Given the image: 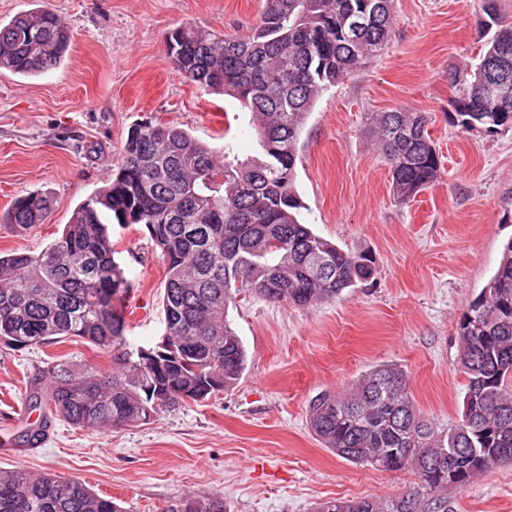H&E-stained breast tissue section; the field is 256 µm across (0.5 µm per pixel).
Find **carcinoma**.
<instances>
[{
	"mask_svg": "<svg viewBox=\"0 0 512 512\" xmlns=\"http://www.w3.org/2000/svg\"><path fill=\"white\" fill-rule=\"evenodd\" d=\"M394 0H265L251 33L234 37L184 24L170 35L178 70L252 115L257 155L215 151L191 133L145 122L124 145L118 171L83 201L61 235L37 254H0V340L42 347L82 339L115 355L104 374L91 363L53 362L26 385L40 421L14 436L36 448L56 418L87 429L148 421L233 386L247 351L228 321L242 293L309 307L374 279L373 256L346 252L302 220L293 182L302 130L319 96L375 62L394 27ZM484 0L481 27L494 30L479 63L454 74L461 125L512 123V97L496 102L487 66L508 58L512 25ZM71 43L50 10L0 23V69L36 75L56 68ZM370 132L389 168L393 196L414 199L437 177L440 158L423 112L371 115ZM50 203L15 200L8 223L45 222ZM140 224L167 269L164 354L138 356L116 301L130 288L114 260L109 224ZM467 384L458 421L437 428L416 410L404 370L377 365L345 394L322 393L309 409L315 437L338 457L379 471L411 468L418 488L383 501L330 500L319 512H436L450 488L512 463V239L458 325ZM0 512H124L77 478L0 470ZM164 512H226L224 497H186Z\"/></svg>",
	"mask_w": 512,
	"mask_h": 512,
	"instance_id": "cac0c4a2",
	"label": "carcinoma"
}]
</instances>
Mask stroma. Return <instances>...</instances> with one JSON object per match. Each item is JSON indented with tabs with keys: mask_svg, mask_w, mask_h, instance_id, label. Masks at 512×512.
I'll return each mask as SVG.
<instances>
[{
	"mask_svg": "<svg viewBox=\"0 0 512 512\" xmlns=\"http://www.w3.org/2000/svg\"><path fill=\"white\" fill-rule=\"evenodd\" d=\"M482 0H395L391 40L372 65L326 90L300 138L294 188L315 233L370 252L372 284L313 307L240 295L228 320L243 341L238 382L202 403L112 430L54 420L39 447L0 453V470L77 477L126 512H163L174 500L223 495L228 512H317L332 499L397 497L413 470L349 463L310 431L308 407L378 364L409 377L417 409L440 427L460 416L466 378L457 326L512 239V125L465 128L454 118L450 71L477 63ZM49 8L68 28L64 62L36 77L0 71V251L37 253L75 207L119 167L129 130L152 121L212 148L254 153L250 115L234 98L183 75L168 53L176 27L243 36L264 0H0V21ZM426 113L441 159L430 188L406 204L367 132L371 113ZM46 194V223L4 218L18 197ZM115 260L132 289L125 334L150 347L162 328L166 266L137 224H112ZM112 369L110 355L77 340L42 348L0 341V420H11L27 381L53 360ZM448 512H512V464L449 492Z\"/></svg>",
	"mask_w": 512,
	"mask_h": 512,
	"instance_id": "stroma-1",
	"label": "stroma"
}]
</instances>
